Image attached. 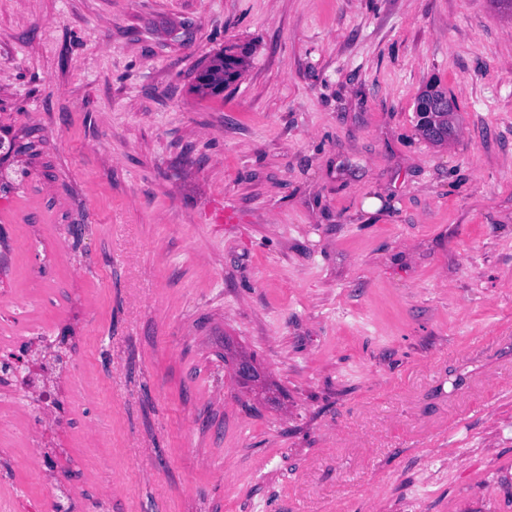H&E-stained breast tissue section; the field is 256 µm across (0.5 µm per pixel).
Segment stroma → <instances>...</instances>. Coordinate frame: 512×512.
Masks as SVG:
<instances>
[{
    "instance_id": "stroma-1",
    "label": "stroma",
    "mask_w": 512,
    "mask_h": 512,
    "mask_svg": "<svg viewBox=\"0 0 512 512\" xmlns=\"http://www.w3.org/2000/svg\"><path fill=\"white\" fill-rule=\"evenodd\" d=\"M2 204L0 279L82 373L42 444L73 512H512L495 0H0ZM4 482L36 512L0 448ZM236 46L230 45L224 47V50L217 52L209 64L203 68L201 73L218 72L224 68V75L227 77L225 82L231 84L236 81L240 76L245 66V56L242 52H235ZM199 73V75L201 74ZM199 75L197 76L196 90L202 95H219L224 92L223 89L212 88L207 84L199 82ZM231 369L235 380L243 386L255 383L260 378L256 363L247 355H239L233 358Z\"/></svg>"
}]
</instances>
